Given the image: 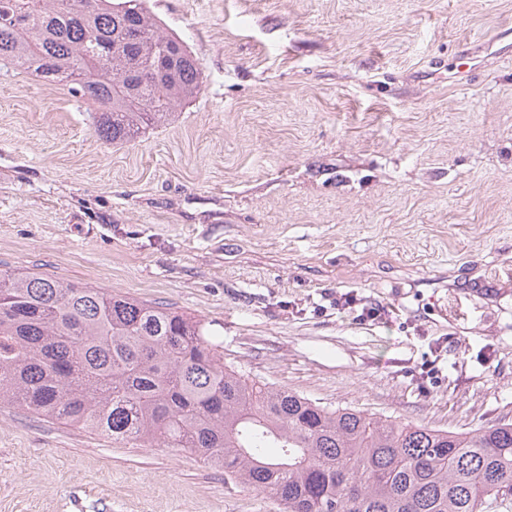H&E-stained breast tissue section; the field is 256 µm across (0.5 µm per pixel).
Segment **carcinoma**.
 Masks as SVG:
<instances>
[{
	"label": "carcinoma",
	"instance_id": "cac0c4a2",
	"mask_svg": "<svg viewBox=\"0 0 512 512\" xmlns=\"http://www.w3.org/2000/svg\"><path fill=\"white\" fill-rule=\"evenodd\" d=\"M0 0V64L98 106L105 143L202 90L147 0ZM0 405L114 442L187 450L284 512H483L512 499V420L434 429L321 405L224 364L207 327L156 302L0 269Z\"/></svg>",
	"mask_w": 512,
	"mask_h": 512
}]
</instances>
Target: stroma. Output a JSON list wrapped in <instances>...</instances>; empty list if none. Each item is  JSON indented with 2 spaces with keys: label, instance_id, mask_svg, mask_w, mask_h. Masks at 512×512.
Here are the masks:
<instances>
[{
  "label": "stroma",
  "instance_id": "1",
  "mask_svg": "<svg viewBox=\"0 0 512 512\" xmlns=\"http://www.w3.org/2000/svg\"><path fill=\"white\" fill-rule=\"evenodd\" d=\"M148 6L202 92L134 141L0 69V268L168 304L327 406L512 419V0ZM0 512L281 507L191 452L2 406Z\"/></svg>",
  "mask_w": 512,
  "mask_h": 512
}]
</instances>
